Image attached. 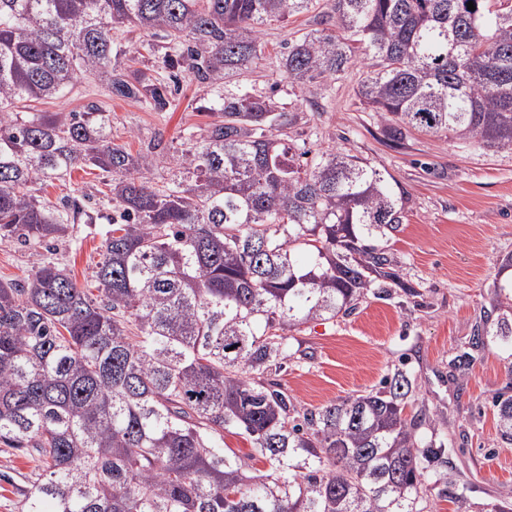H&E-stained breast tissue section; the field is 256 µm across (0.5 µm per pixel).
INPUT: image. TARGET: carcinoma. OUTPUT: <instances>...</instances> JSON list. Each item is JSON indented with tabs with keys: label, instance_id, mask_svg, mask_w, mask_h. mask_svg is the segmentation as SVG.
Returning <instances> with one entry per match:
<instances>
[{
	"label": "carcinoma",
	"instance_id": "cac0c4a2",
	"mask_svg": "<svg viewBox=\"0 0 512 512\" xmlns=\"http://www.w3.org/2000/svg\"><path fill=\"white\" fill-rule=\"evenodd\" d=\"M306 12L317 28L281 57L290 84L361 60L355 95L389 140L512 151V0H0V240L34 257L29 281L0 282V443L41 462L21 512H416L444 443L406 416L407 370L304 414L273 379L301 326L414 294L387 252L406 219L394 177L334 149L300 163L292 117L225 85L262 59L265 26ZM126 26L162 41L157 65L123 62ZM181 73L211 88L213 120L164 188L93 105L10 112L84 74L165 112ZM85 166L112 176L97 300L44 254L93 223L84 200L35 195ZM509 268L491 288L512 311ZM495 406L512 440V395ZM226 430L268 469L226 453Z\"/></svg>",
	"mask_w": 512,
	"mask_h": 512
}]
</instances>
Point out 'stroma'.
<instances>
[{
  "mask_svg": "<svg viewBox=\"0 0 512 512\" xmlns=\"http://www.w3.org/2000/svg\"><path fill=\"white\" fill-rule=\"evenodd\" d=\"M315 26L310 13L266 26L262 60L229 84L272 97L291 112L294 148L342 149L392 174L407 198V219L388 252L400 276L418 289L412 296L397 288L369 295L347 316L304 325L291 341L297 355L277 380L303 413L371 389L389 371L407 366L416 383L408 411L423 412L421 434L437 433L445 443L442 463L420 489L419 512H512V441L502 437L495 407L497 396L512 395V341L471 347L475 329L504 318L512 322L490 290L500 260L512 254V153L416 132L393 144L355 96L367 74L358 63L334 83L292 87L281 52L289 39ZM209 96L207 85L187 77L169 110L156 112L111 98L87 75L63 98L22 102L16 110L25 118L96 104L111 117L114 142L151 153L150 178L161 186L172 177V159L187 134H201L209 123L199 110ZM101 187L98 171L82 168L38 192L50 205L66 196L87 197L94 224L76 225L73 236L58 239L54 256L91 293L112 212ZM33 273L30 250L1 239L0 281L22 283ZM38 465L36 457L0 444V512H20L22 492Z\"/></svg>",
  "mask_w": 512,
  "mask_h": 512,
  "instance_id": "1",
  "label": "stroma"
}]
</instances>
